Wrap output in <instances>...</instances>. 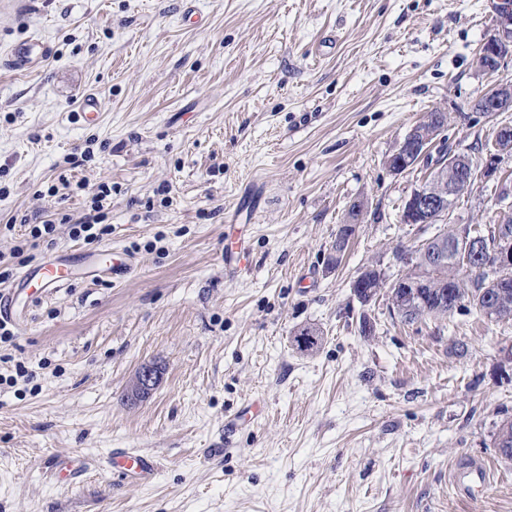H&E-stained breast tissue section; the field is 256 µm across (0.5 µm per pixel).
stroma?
<instances>
[{"label": "stroma", "instance_id": "35a3bbf8", "mask_svg": "<svg viewBox=\"0 0 512 512\" xmlns=\"http://www.w3.org/2000/svg\"><path fill=\"white\" fill-rule=\"evenodd\" d=\"M194 6L204 23L182 22ZM502 0H0V268L26 224L57 222L34 260L79 256L78 220L112 185L104 246L134 270L76 281L32 308L0 344V512H512V462L494 433L512 418V320L465 310L412 324L386 296L353 293L369 265L386 280L439 232L405 224L403 199L430 172L386 159L428 113L437 144L480 161L512 111H476L508 78L479 69ZM38 38L27 71L9 48ZM98 125L75 118L82 93ZM508 179L476 173L445 223L512 213ZM364 201L341 265L327 257L349 205ZM249 240L224 272V228ZM370 333H362L361 316ZM317 330L309 351L302 329ZM465 343L456 356L452 345ZM160 371L128 401L136 371ZM263 414L225 438L224 419ZM114 448L155 455L146 485L103 467ZM81 458L79 484L54 462ZM482 461L487 486L458 495L456 464ZM101 116V100L94 92L84 93L81 97L78 120L84 124H95Z\"/></svg>", "mask_w": 512, "mask_h": 512}]
</instances>
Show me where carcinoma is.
<instances>
[{
    "label": "carcinoma",
    "instance_id": "carcinoma-1",
    "mask_svg": "<svg viewBox=\"0 0 512 512\" xmlns=\"http://www.w3.org/2000/svg\"><path fill=\"white\" fill-rule=\"evenodd\" d=\"M427 249L437 253V260L427 264L415 257L409 268L410 276L426 286L415 289L414 295L401 301L410 321L444 317L470 307L489 319L512 318V268L497 272L498 287L488 288L486 279L461 269L458 256L465 249L462 242H450L447 235L440 234ZM501 294L509 302L506 308L496 306ZM494 448L502 458L512 460V418L503 419L497 426Z\"/></svg>",
    "mask_w": 512,
    "mask_h": 512
}]
</instances>
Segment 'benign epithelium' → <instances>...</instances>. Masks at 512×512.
Here are the masks:
<instances>
[{"label":"benign epithelium","instance_id":"1","mask_svg":"<svg viewBox=\"0 0 512 512\" xmlns=\"http://www.w3.org/2000/svg\"><path fill=\"white\" fill-rule=\"evenodd\" d=\"M512 59V11L506 13L498 32L490 37L482 46L479 54V66L484 72L500 70L506 59ZM512 109V81L503 79L482 95L479 111L493 114ZM438 130L416 127L404 138L399 147L386 159V165L396 175H400L424 161L433 147V140ZM495 149L486 153L483 160V173L489 177L500 172L504 157L512 154V143L509 142V128L502 127L496 135ZM469 165V156L451 153L439 156L430 179L420 182L410 194L404 198L401 210V222L404 224H433L443 217L451 208L455 197L456 185L448 184V164ZM453 236L470 243L466 250L473 251L472 256H464L463 263L467 267H476L488 275L498 270L512 267V241L505 234L497 236L498 245L486 254L478 244V238L467 235L466 226L457 224L453 228ZM367 268L355 279L353 289L357 298L364 295L372 296L385 290L394 299L412 287L406 275L402 274L388 282L372 279ZM159 371L153 365H144L137 372L131 386V399L146 397L155 387Z\"/></svg>","mask_w":512,"mask_h":512}]
</instances>
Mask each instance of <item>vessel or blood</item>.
I'll list each match as a JSON object with an SVG mask.
<instances>
[{
    "instance_id": "1",
    "label": "vessel or blood",
    "mask_w": 512,
    "mask_h": 512,
    "mask_svg": "<svg viewBox=\"0 0 512 512\" xmlns=\"http://www.w3.org/2000/svg\"><path fill=\"white\" fill-rule=\"evenodd\" d=\"M47 47L42 40L32 39L16 45L8 54L9 65L17 70L31 68L42 60ZM101 116V100L96 93L87 92L81 97L77 114L79 121L85 124L97 123ZM89 275L101 273L121 278L131 273L133 261L130 257L111 251L102 250L87 263ZM72 262L69 257L60 256L44 260L35 266L19 272L13 286L8 292L0 294V305H9L14 298H23L27 305H34L43 298L60 292L74 282ZM105 465L118 470L121 477L133 483H147L154 479L158 463L152 455L136 448H117L108 454ZM84 471L82 460L74 458L55 463L53 472L64 484H76ZM489 480L487 467L481 463L454 469L450 481L460 494L470 495L476 486L486 485Z\"/></svg>"
}]
</instances>
